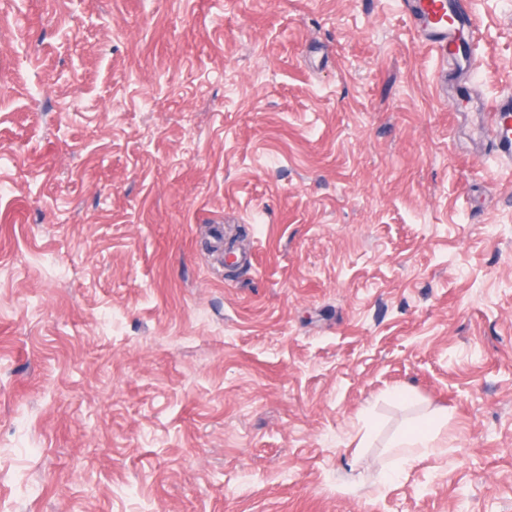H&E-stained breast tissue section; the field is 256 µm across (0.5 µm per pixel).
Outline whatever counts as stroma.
<instances>
[{"mask_svg":"<svg viewBox=\"0 0 512 512\" xmlns=\"http://www.w3.org/2000/svg\"><path fill=\"white\" fill-rule=\"evenodd\" d=\"M439 66L399 0H0V512H512V173ZM436 422L432 419L422 425L409 428L398 435L393 443L394 460L390 468L382 472L385 479L391 478L400 470L413 463L418 457L428 453L435 446Z\"/></svg>","mask_w":512,"mask_h":512,"instance_id":"obj_1","label":"stroma"}]
</instances>
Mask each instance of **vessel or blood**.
<instances>
[{"label": "vessel or blood", "instance_id": "1", "mask_svg": "<svg viewBox=\"0 0 512 512\" xmlns=\"http://www.w3.org/2000/svg\"><path fill=\"white\" fill-rule=\"evenodd\" d=\"M404 14L421 42L440 59L442 66L472 75L477 67L473 56L476 16L472 0H401ZM478 135L492 152L496 165L512 170V93L485 101Z\"/></svg>", "mask_w": 512, "mask_h": 512}]
</instances>
